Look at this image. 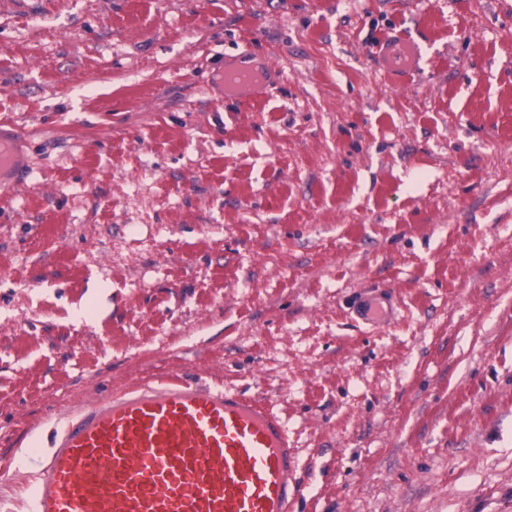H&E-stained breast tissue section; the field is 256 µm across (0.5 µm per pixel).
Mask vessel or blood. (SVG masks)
<instances>
[{
    "label": "vessel or blood",
    "mask_w": 512,
    "mask_h": 512,
    "mask_svg": "<svg viewBox=\"0 0 512 512\" xmlns=\"http://www.w3.org/2000/svg\"><path fill=\"white\" fill-rule=\"evenodd\" d=\"M380 56L394 77L420 56L414 40H387ZM257 71L226 68L246 90ZM356 317L378 328L392 298H361ZM32 512H292L301 487L288 430L259 399L174 376L96 398L68 415L50 441L30 434Z\"/></svg>",
    "instance_id": "b4317fda"
}]
</instances>
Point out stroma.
Here are the masks:
<instances>
[{
	"label": "stroma",
	"mask_w": 512,
	"mask_h": 512,
	"mask_svg": "<svg viewBox=\"0 0 512 512\" xmlns=\"http://www.w3.org/2000/svg\"><path fill=\"white\" fill-rule=\"evenodd\" d=\"M1 117L0 512L31 426L173 375L274 407L294 512H512V0H0ZM386 71L392 77L410 74L420 56V50L414 40L397 35L387 40L380 50ZM259 73L249 65L241 64L224 70L226 87L237 90L249 89L257 80ZM385 304V306L383 305ZM356 317L364 323L378 328L392 322L395 316L392 297H363L352 308Z\"/></svg>",
	"instance_id": "obj_1"
}]
</instances>
